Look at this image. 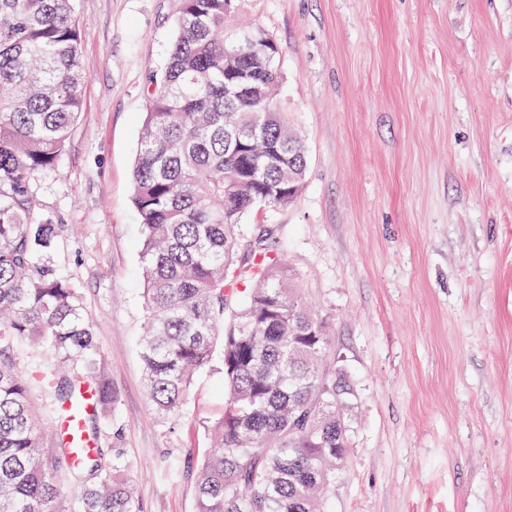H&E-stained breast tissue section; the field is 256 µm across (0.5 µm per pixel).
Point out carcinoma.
<instances>
[{"mask_svg": "<svg viewBox=\"0 0 512 512\" xmlns=\"http://www.w3.org/2000/svg\"><path fill=\"white\" fill-rule=\"evenodd\" d=\"M236 0H179L176 33L133 170L147 317L140 357L158 416L179 420L214 360L224 414L207 426L195 512H324L351 439L349 388L326 361L329 323L312 312L270 243L243 232L262 207L293 201L307 155L275 105L280 50L259 29H226ZM81 35L72 0H0V512H140L125 461L63 439L43 453L30 404L40 379L54 418L112 391L71 282L47 262L59 225L34 216L36 180L58 164L82 111ZM24 342L71 372L20 367Z\"/></svg>", "mask_w": 512, "mask_h": 512, "instance_id": "1", "label": "carcinoma"}]
</instances>
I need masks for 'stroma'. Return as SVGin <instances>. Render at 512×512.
<instances>
[{"instance_id":"1","label":"stroma","mask_w":512,"mask_h":512,"mask_svg":"<svg viewBox=\"0 0 512 512\" xmlns=\"http://www.w3.org/2000/svg\"><path fill=\"white\" fill-rule=\"evenodd\" d=\"M178 0H73L83 108L35 216L78 289L112 386L97 443L124 452L142 512H195L221 364L179 422L143 381L146 307L132 167ZM281 49V111L308 167L261 208L330 323L351 441L327 512H512V0H237Z\"/></svg>"}]
</instances>
